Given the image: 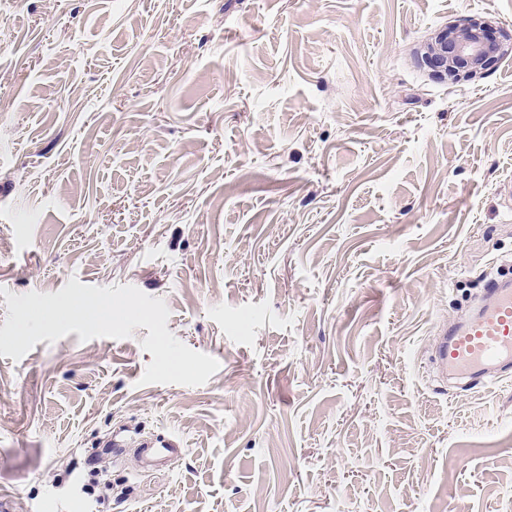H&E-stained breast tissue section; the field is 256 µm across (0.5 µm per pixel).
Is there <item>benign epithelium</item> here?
<instances>
[{"label":"benign epithelium","mask_w":512,"mask_h":512,"mask_svg":"<svg viewBox=\"0 0 512 512\" xmlns=\"http://www.w3.org/2000/svg\"><path fill=\"white\" fill-rule=\"evenodd\" d=\"M507 56H512V41L496 35L491 22L483 17L437 31L420 50L421 60L434 78L455 83L483 75Z\"/></svg>","instance_id":"benign-epithelium-1"}]
</instances>
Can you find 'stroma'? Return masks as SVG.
I'll return each instance as SVG.
<instances>
[{"mask_svg":"<svg viewBox=\"0 0 512 512\" xmlns=\"http://www.w3.org/2000/svg\"><path fill=\"white\" fill-rule=\"evenodd\" d=\"M475 16L512 34V0H0V327L9 292L131 285L220 364L141 384L144 327L0 357V499L512 512V384L431 363L512 255V57L416 56ZM119 427L184 454H98V500ZM107 448L113 456H120L127 448L134 447L141 462V468L145 471H160L169 467L179 459L183 448L161 437L135 440L121 435V431H113L107 440L99 445Z\"/></svg>","mask_w":512,"mask_h":512,"instance_id":"stroma-1","label":"stroma"}]
</instances>
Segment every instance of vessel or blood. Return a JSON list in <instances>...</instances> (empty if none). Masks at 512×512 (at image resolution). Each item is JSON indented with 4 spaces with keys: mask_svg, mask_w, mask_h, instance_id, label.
I'll list each match as a JSON object with an SVG mask.
<instances>
[{
    "mask_svg": "<svg viewBox=\"0 0 512 512\" xmlns=\"http://www.w3.org/2000/svg\"><path fill=\"white\" fill-rule=\"evenodd\" d=\"M437 368L445 379L486 386L512 376V280H489L483 302L471 317L449 325L435 348ZM113 456L135 448L146 471L169 467L183 453L161 437L135 440L112 432L103 443Z\"/></svg>",
    "mask_w": 512,
    "mask_h": 512,
    "instance_id": "obj_1",
    "label": "vessel or blood"
}]
</instances>
